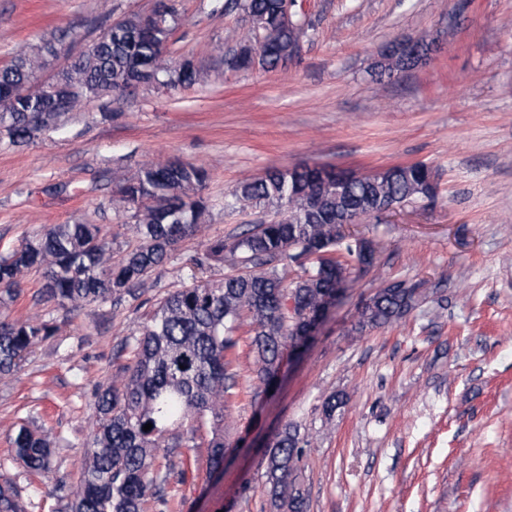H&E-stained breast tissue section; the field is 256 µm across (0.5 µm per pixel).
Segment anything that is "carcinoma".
Segmentation results:
<instances>
[{
  "instance_id": "carcinoma-1",
  "label": "carcinoma",
  "mask_w": 512,
  "mask_h": 512,
  "mask_svg": "<svg viewBox=\"0 0 512 512\" xmlns=\"http://www.w3.org/2000/svg\"><path fill=\"white\" fill-rule=\"evenodd\" d=\"M235 10L247 15L249 28L233 52L231 69L274 70L304 36L303 27L284 21L286 11H296L294 0H225L224 11ZM172 17L145 26L141 18L128 17L104 30L57 74L70 94L65 112L55 111L49 93L26 94L45 65L48 41L21 50L0 68V93L23 94L14 111H0V142L21 146L45 130L62 129L86 102L131 89L144 69L173 86L203 81L204 66L171 65ZM382 56L384 73L404 70L410 62L403 51ZM426 176V164L417 162L393 165L379 176H352L340 186L334 179L313 178L308 166L274 168L245 180L231 191L230 206L263 205L274 210L275 219L201 242L180 286L150 306L139 301L141 288L180 242L196 236L208 210L202 195L208 172L201 166L176 159L114 178V192L134 209L132 235L122 250L112 249L110 229L85 220L51 224L0 253V308L20 297L30 275L39 279L33 295L38 303L116 305L129 297L139 301L137 308L148 307L139 335L115 354L118 360L129 350L133 363L117 365L112 383L97 395L86 460L65 512H143L149 498L167 505L171 471L156 469L153 451L180 447L181 430L193 438L206 432L211 468L221 470L229 447L224 411L235 385V333L248 335L257 379L271 390L285 351L306 347L305 334L351 270L363 273L376 264L380 243L345 240L337 221L394 201L435 198ZM226 262L231 272L223 280L208 279L212 266ZM287 263L301 270L289 284ZM424 295L421 281L384 282L357 307L351 332L361 335L398 321ZM57 331L41 317L0 318V377L13 375ZM148 423L152 428L143 430ZM54 444L50 432L24 419L12 440L14 459L26 472L47 476ZM306 444L298 425L289 424L265 453L264 490L276 512H306L307 496L295 476ZM0 512H26L13 483L0 484Z\"/></svg>"
}]
</instances>
